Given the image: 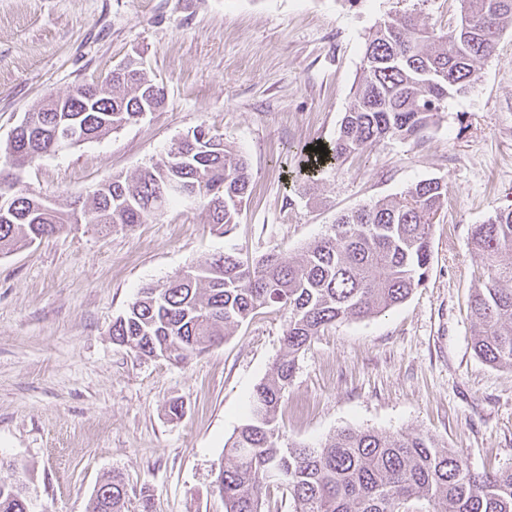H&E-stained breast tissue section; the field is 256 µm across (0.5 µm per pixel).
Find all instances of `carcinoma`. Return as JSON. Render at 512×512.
I'll list each match as a JSON object with an SVG mask.
<instances>
[{
  "instance_id": "carcinoma-1",
  "label": "carcinoma",
  "mask_w": 512,
  "mask_h": 512,
  "mask_svg": "<svg viewBox=\"0 0 512 512\" xmlns=\"http://www.w3.org/2000/svg\"><path fill=\"white\" fill-rule=\"evenodd\" d=\"M508 27L512 0H461L460 18L446 31L412 16L383 19L366 43L336 140L327 154L315 153L310 169L343 162L388 137H418L449 95L475 84L481 62ZM164 99L142 63L130 59L100 83L43 98L0 144V157L21 170L57 152L61 130H79L75 145L99 139L138 121L143 108L156 111ZM10 182L8 204L0 208L1 254L67 224L132 229L187 195L206 210L212 229L226 234L250 195L247 160L202 127L137 174L99 185L78 209L30 193L15 177ZM447 201V182L422 180L396 198L340 215L298 259L215 256L141 289L112 324L116 344L183 364L232 335L256 310L286 312V351L256 387L249 418L224 444L217 481L225 512H262L263 493L272 486L288 491L295 512H512V468L473 472L460 455L412 433L343 429L318 447L286 444L278 421L298 356L315 336L398 306L422 285L432 229ZM470 244L483 260L468 301L473 350L488 365L512 367V208L476 225ZM127 501L128 487L114 473L92 496L89 512H125ZM0 512H33L25 483H0Z\"/></svg>"
}]
</instances>
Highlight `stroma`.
Returning a JSON list of instances; mask_svg holds the SVG:
<instances>
[{"label":"stroma","mask_w":512,"mask_h":512,"mask_svg":"<svg viewBox=\"0 0 512 512\" xmlns=\"http://www.w3.org/2000/svg\"><path fill=\"white\" fill-rule=\"evenodd\" d=\"M403 14L445 28L460 0H0V143L44 95L100 81L130 58L165 91L140 122L20 170L31 193L87 198L200 126L252 175L224 236L202 206L182 202L130 230L67 226L0 255V481L23 480L35 512H87L113 472L130 489L129 512L143 491L156 512H225L215 490L224 444L283 352L284 312L259 309L180 365L114 344L113 322L141 288L188 265L300 256L342 213L430 178L447 182L448 202L424 285L317 336L280 424L287 441L311 446L342 428L422 434L472 470L512 468V368L475 355L466 312L481 265L471 231L512 206V29L419 138H387L305 174L309 146L338 134L368 37ZM174 402L181 416L169 414Z\"/></svg>","instance_id":"1"}]
</instances>
